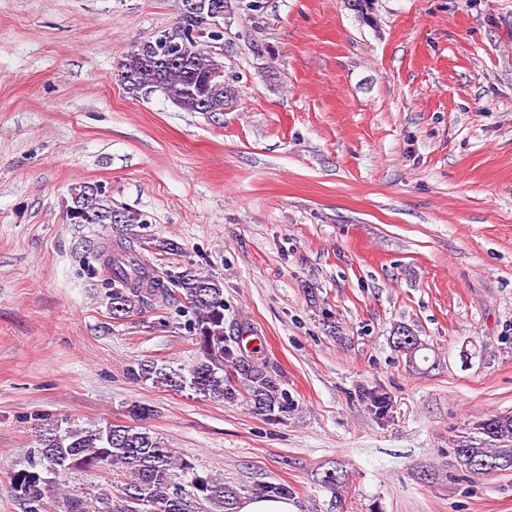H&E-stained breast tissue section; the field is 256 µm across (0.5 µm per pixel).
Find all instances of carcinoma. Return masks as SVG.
Segmentation results:
<instances>
[{"label":"carcinoma","mask_w":512,"mask_h":512,"mask_svg":"<svg viewBox=\"0 0 512 512\" xmlns=\"http://www.w3.org/2000/svg\"><path fill=\"white\" fill-rule=\"evenodd\" d=\"M205 7L193 18L181 15L170 28L142 41L144 51L128 52L118 66L123 89L136 96L162 82L161 94L189 112H222L236 99L224 79H206L214 55L199 41L215 38L216 25ZM70 220L75 224H119V238L94 248L103 284L109 290V312L122 320L145 308L166 307L181 297L193 311L190 323L196 361L173 368L145 360L128 368L135 380L180 391L190 389L227 403L245 402L253 414L281 420L295 407L281 375L242 349L243 336L224 335V288L219 280L191 269L157 270L135 248L134 228L148 223L136 210L112 207L99 185L71 190ZM394 348L412 358L423 346L405 326L392 336ZM152 409L136 406L134 425L110 422L88 427L56 422L40 431L27 465L13 470L11 483L26 512H238L242 489L199 471L180 458L159 435L139 425ZM473 435L453 449L461 471L491 475L512 471V413L487 415L472 426ZM95 468L124 476L117 492H101L87 501L66 489L64 477ZM257 495L290 494L285 484L265 483Z\"/></svg>","instance_id":"obj_1"}]
</instances>
